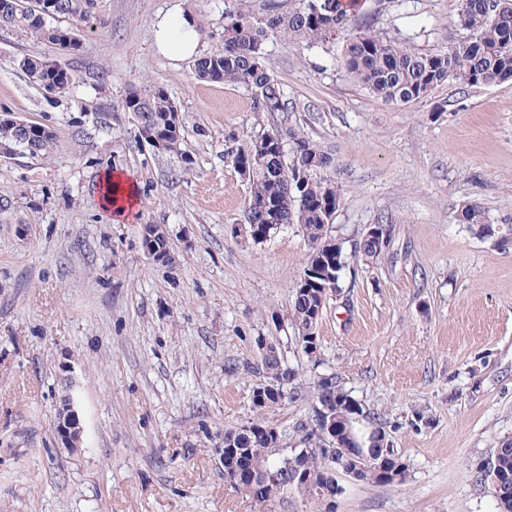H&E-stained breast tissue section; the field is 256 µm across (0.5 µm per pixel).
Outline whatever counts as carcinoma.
Returning <instances> with one entry per match:
<instances>
[{
  "label": "carcinoma",
  "mask_w": 512,
  "mask_h": 512,
  "mask_svg": "<svg viewBox=\"0 0 512 512\" xmlns=\"http://www.w3.org/2000/svg\"><path fill=\"white\" fill-rule=\"evenodd\" d=\"M7 2L0 14V26L42 43L57 44L60 26L37 23L32 6L37 0H0ZM55 17L84 16L94 0H55ZM356 0H299L298 6L283 14L277 7L265 25L259 26L244 12L227 11L224 15V50L204 54L194 63L196 75L207 81L240 85L252 93L253 110L259 115L284 111L283 91L263 63L264 42L271 34L314 45L328 33L344 27L352 17ZM456 24L465 31L463 40L429 52H420L397 38L377 33H363L350 39L343 49L340 65L373 96L401 107L427 97L444 84L463 87L491 85L500 74L512 71V0H473L464 11H457ZM45 59L25 55L17 66L29 83L40 85L46 71ZM123 110H136L147 115L154 131H172L177 107L167 92L159 87L145 92L136 87L129 90ZM28 130L13 121L0 119V143L18 145L22 138L34 143L25 150L31 157H47L54 148V139L41 138V126L27 124ZM253 153L266 156L269 162L253 167L246 179L250 197L244 216L252 222L270 218L277 224H299L313 244L307 265L316 267L336 262V254L344 256L343 243L324 233L342 202V192L327 175L333 159L309 139L292 128L277 127L249 139L227 153L234 167L239 158ZM463 224H483L489 218L485 208L471 203L461 208ZM318 404L328 406L338 420L349 415L350 395L332 381L318 386ZM320 427L317 419L306 434L307 451L301 464L311 470L316 480L336 493V480L327 477L325 456L321 452ZM224 478L257 502L264 503V484L276 479L287 480V457L269 451V439L260 425L243 426L224 432ZM499 465L512 472V441L496 448Z\"/></svg>",
  "instance_id": "obj_1"
}]
</instances>
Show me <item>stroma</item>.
<instances>
[{"mask_svg": "<svg viewBox=\"0 0 512 512\" xmlns=\"http://www.w3.org/2000/svg\"><path fill=\"white\" fill-rule=\"evenodd\" d=\"M267 0H94L59 18L76 51L0 27V114L50 127L47 158H0V512H498L484 471L512 439V241L458 223L480 203L512 225V79L450 84L395 107L347 75L349 38L375 31L432 51L461 40L459 0H362L344 28L305 46L280 36L264 63L283 88L277 124L333 157L343 200L327 225L349 253L308 357L293 322L294 288L312 251L284 224L256 243L233 234L249 198L226 154L266 132L244 87L198 79L160 55V18L193 11L199 51L224 48V12L255 22ZM36 55L72 76L67 93L28 82ZM164 88L182 118L177 153L157 151L121 103ZM106 172L136 184L133 219L98 205ZM390 242L354 257L369 225ZM161 226L171 258L143 246ZM296 372L282 400L258 408L261 346ZM336 377L384 430L402 483L339 477L323 502L295 489L259 503L224 478V433L251 423L300 447L322 378ZM72 395L83 443L58 433Z\"/></svg>", "mask_w": 512, "mask_h": 512, "instance_id": "obj_1", "label": "stroma"}]
</instances>
